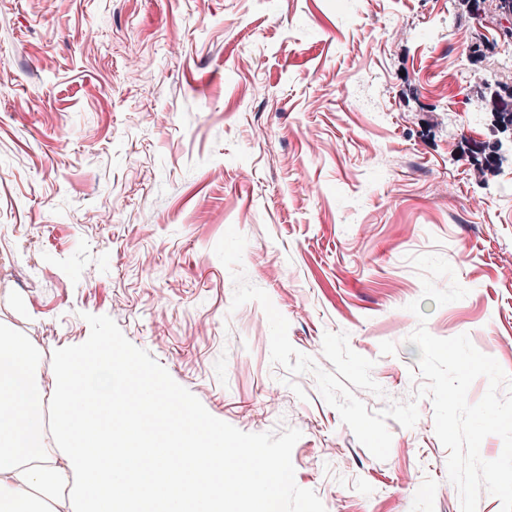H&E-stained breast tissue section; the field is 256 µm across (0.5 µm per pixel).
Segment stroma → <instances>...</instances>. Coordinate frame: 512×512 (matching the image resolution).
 Returning a JSON list of instances; mask_svg holds the SVG:
<instances>
[{"label": "stroma", "instance_id": "obj_1", "mask_svg": "<svg viewBox=\"0 0 512 512\" xmlns=\"http://www.w3.org/2000/svg\"><path fill=\"white\" fill-rule=\"evenodd\" d=\"M503 27L466 0H0V324L47 388L92 328L150 365L287 463L279 512H460L406 306L512 375V153L475 151L512 85ZM231 227L296 350L329 371L323 336L347 333L369 411L417 399L387 460L272 364L257 302L232 308ZM429 253L465 298L422 299Z\"/></svg>", "mask_w": 512, "mask_h": 512}]
</instances>
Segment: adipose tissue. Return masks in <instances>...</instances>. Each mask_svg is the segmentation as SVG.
Here are the masks:
<instances>
[{
  "label": "adipose tissue",
  "instance_id": "adipose-tissue-1",
  "mask_svg": "<svg viewBox=\"0 0 512 512\" xmlns=\"http://www.w3.org/2000/svg\"><path fill=\"white\" fill-rule=\"evenodd\" d=\"M112 350L92 333L60 351L55 392L65 402L55 407L35 376L34 347L0 326V512L32 499L55 512L60 492L72 512H166L172 499L183 512H224L226 490L249 500L256 480L287 484L286 463L225 447L223 432L187 404H158L144 425L131 396L156 376L130 357L114 362Z\"/></svg>",
  "mask_w": 512,
  "mask_h": 512
}]
</instances>
